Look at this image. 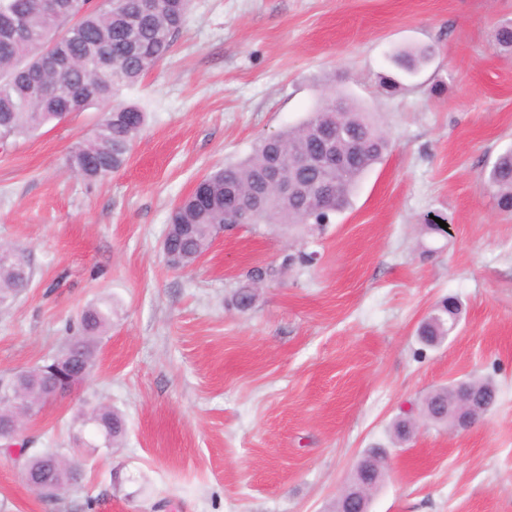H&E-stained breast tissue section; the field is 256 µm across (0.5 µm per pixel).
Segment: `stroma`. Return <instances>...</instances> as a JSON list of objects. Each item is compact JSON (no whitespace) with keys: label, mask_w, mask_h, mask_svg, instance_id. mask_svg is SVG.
<instances>
[{"label":"stroma","mask_w":512,"mask_h":512,"mask_svg":"<svg viewBox=\"0 0 512 512\" xmlns=\"http://www.w3.org/2000/svg\"><path fill=\"white\" fill-rule=\"evenodd\" d=\"M512 0H193L173 50L125 101L148 112L127 165L69 167L99 107L0 148V244L34 278L0 305V372L60 349L78 313H116L92 373L31 422L38 446L103 402L119 448L85 463L81 494L43 497L0 453V512H329L366 449L388 455L370 512H512V215L480 174L512 148ZM435 54L393 90L392 57ZM348 94L387 140L350 205L313 233L242 224L194 265L162 251L173 205L202 176ZM448 234L424 229L429 217ZM312 253L310 266L286 255ZM255 267L253 307L232 297ZM462 318L422 346L442 298ZM474 376L496 406L464 432L391 424L434 388Z\"/></svg>","instance_id":"obj_1"}]
</instances>
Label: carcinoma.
<instances>
[{"instance_id": "obj_1", "label": "carcinoma", "mask_w": 512, "mask_h": 512, "mask_svg": "<svg viewBox=\"0 0 512 512\" xmlns=\"http://www.w3.org/2000/svg\"><path fill=\"white\" fill-rule=\"evenodd\" d=\"M53 12L32 8L26 17V34L19 41H0V143L33 135L44 126L70 118L94 105L103 106V115L93 136L78 144L68 158L70 168L87 180L105 178L124 168L147 116L138 106L115 102L118 92L130 87L163 60L185 24L191 0H153L149 13L139 10L141 0H112L106 8L95 7L89 0H55ZM430 47L403 51L396 55L406 60L402 71L413 76L429 61ZM55 54L83 63L78 70L46 68L43 81L54 93L37 97L31 90L29 70ZM344 128L342 152L358 141L363 149L358 160L339 175L324 177L306 164L298 168L302 191L286 198L269 193L264 187L272 145L280 144L288 152L305 151L322 128ZM386 140L370 119L369 113L343 93L323 98L300 123L260 140L253 153L238 163L205 176V195L185 196L169 213L172 224L166 235L170 248L178 251L184 267L192 265L213 241L224 223V206L243 199L249 211L248 224H275L288 231L299 226H322L324 209L334 205L343 210L363 176L381 161ZM492 190L499 209L512 213V150L500 154L482 174ZM272 268H257L249 274V285L235 294L236 306L245 311L252 307L254 285L272 275ZM30 278L22 279L11 264L0 260V303L25 290ZM457 300L450 297L437 304L418 328L422 343L431 346L438 336L448 335ZM112 326V303L103 300L85 307L78 316V330L68 338L60 354L71 356L70 368L57 370L49 360L27 370L25 379L13 372H1L0 383L35 404L62 384L67 374L86 379L92 372L98 346ZM459 386L468 391L463 397L479 408L495 406L498 388L490 380L470 378L440 387L424 400L419 415L435 426L450 427L448 402ZM86 413L91 427L81 439H72L69 448H44L30 452L33 440L19 442L21 450L15 461L22 480L33 490L52 489L51 496L70 494L82 488V471L76 457L82 451L96 452L99 444L111 450L125 433L124 419L112 406L98 403ZM412 416L397 418L392 425L394 441H409L414 434Z\"/></svg>"}]
</instances>
